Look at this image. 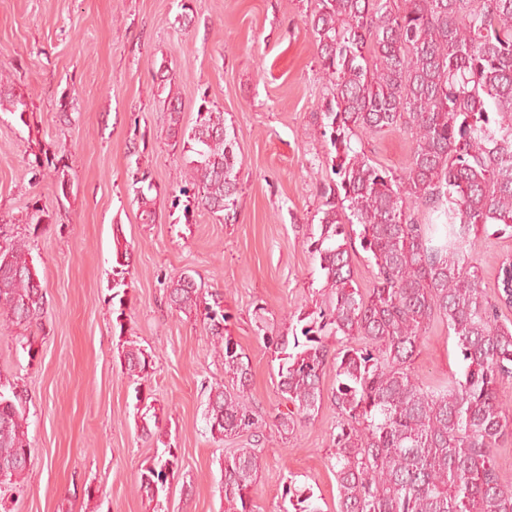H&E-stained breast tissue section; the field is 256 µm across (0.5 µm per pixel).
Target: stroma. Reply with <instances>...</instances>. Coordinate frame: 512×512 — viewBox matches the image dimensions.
<instances>
[{
	"instance_id": "1",
	"label": "stroma",
	"mask_w": 512,
	"mask_h": 512,
	"mask_svg": "<svg viewBox=\"0 0 512 512\" xmlns=\"http://www.w3.org/2000/svg\"><path fill=\"white\" fill-rule=\"evenodd\" d=\"M193 23L181 30L180 0H0V73L23 93L24 116L0 111V222L26 240L46 290L44 333L29 359L16 330L0 321V375L24 384L31 470L0 495V512H150L137 490L141 466L157 445L145 438L134 383L118 348L137 341L153 357L145 386L160 425L182 458L165 512H224L225 456L248 436L217 443L205 410L224 382L200 321L171 309L164 277L187 270L224 291L228 330L250 360L244 400L268 416L284 409L277 362L264 331L292 332L293 315L321 302L323 274L307 250L331 177L333 149L320 114L331 96L307 23L309 0H189ZM171 79L162 91L156 65ZM192 127L201 96L223 111L242 159L238 221L164 199L143 223L128 187L135 166L156 183L183 185L182 154L167 135V95ZM144 137L139 154L134 136ZM376 163L405 166L409 134H366ZM50 149L68 167L59 194L53 172L32 182L29 164ZM50 220L26 224L32 206ZM131 252L124 317L112 307V253ZM512 238H489L477 262L487 296L496 292ZM420 379L435 385L463 368L445 325L429 328L415 357ZM337 414H319L292 434L267 427L261 469L251 487L259 512H288L285 482L310 488L319 512H337L330 468Z\"/></svg>"
}]
</instances>
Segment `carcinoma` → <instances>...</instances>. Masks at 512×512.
I'll list each match as a JSON object with an SVG mask.
<instances>
[{
	"mask_svg": "<svg viewBox=\"0 0 512 512\" xmlns=\"http://www.w3.org/2000/svg\"><path fill=\"white\" fill-rule=\"evenodd\" d=\"M309 25L320 69L333 87L321 112L334 156V178L308 250L324 276L321 304L296 314L300 334H263L278 360V390L292 409L267 419L244 403L250 361L230 336L224 293L182 272L165 282L170 306L202 320L230 385L211 387L207 421L213 439L248 433L252 447L224 458L225 512H256L251 487L267 425L294 431L329 399L337 410L332 470L338 512H512V481L496 466L499 441L512 434V409L500 388L512 381V255L500 262L490 300L480 287L482 238L512 237V0H313ZM24 119L22 95L0 81V107ZM182 103L169 97L171 147L187 154L185 185L163 189L136 168L132 187L141 216L152 222L157 198L193 196L204 210L237 219L242 160L237 133L202 94L195 124L181 123ZM404 129L405 167L369 159L354 141L367 132ZM51 169L67 195L70 179L49 151L35 156L36 180ZM427 220L419 221L420 208ZM0 314L17 329L29 358L44 330L46 298L26 241L0 224ZM361 248L372 286L354 280L351 253ZM129 271L127 247L116 246L112 298ZM448 328L463 371L435 387L413 363L435 322ZM130 377L145 382L152 355L133 341L121 346ZM336 386L324 396L323 379ZM27 390L0 377V487L31 465ZM164 445L141 468L138 490L163 512L178 476V449L163 440L156 407L144 405ZM295 512H318L313 493L283 486Z\"/></svg>",
	"mask_w": 512,
	"mask_h": 512,
	"instance_id": "obj_1",
	"label": "carcinoma"
}]
</instances>
